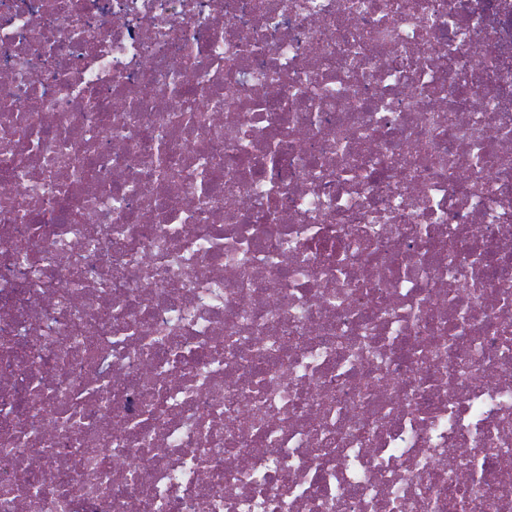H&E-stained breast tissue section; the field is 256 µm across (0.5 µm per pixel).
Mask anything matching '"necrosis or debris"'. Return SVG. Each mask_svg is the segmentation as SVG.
<instances>
[{"label":"necrosis or debris","mask_w":512,"mask_h":512,"mask_svg":"<svg viewBox=\"0 0 512 512\" xmlns=\"http://www.w3.org/2000/svg\"><path fill=\"white\" fill-rule=\"evenodd\" d=\"M0 512H512V0H0Z\"/></svg>","instance_id":"obj_1"}]
</instances>
